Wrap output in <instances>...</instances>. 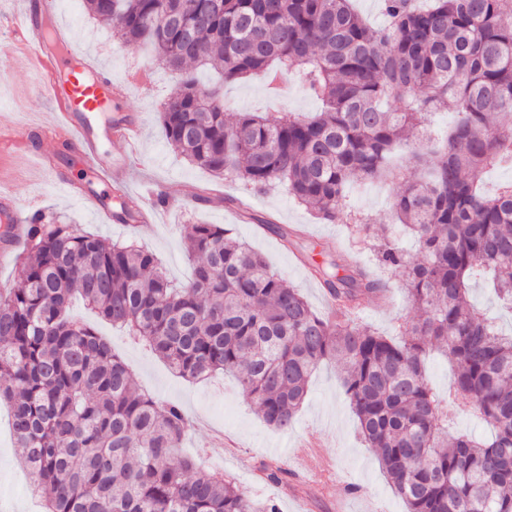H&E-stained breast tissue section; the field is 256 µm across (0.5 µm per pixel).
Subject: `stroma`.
<instances>
[{
    "label": "stroma",
    "instance_id": "35a3bbf8",
    "mask_svg": "<svg viewBox=\"0 0 512 512\" xmlns=\"http://www.w3.org/2000/svg\"><path fill=\"white\" fill-rule=\"evenodd\" d=\"M54 11L58 21L70 25L74 51L92 57L111 73L113 80H127L133 70L152 76L150 85L131 86L128 99L121 105L123 111L139 113L144 123L139 142L140 166L131 186L143 193L179 189L184 204L166 210L160 223L149 226L103 223L81 200L68 198L44 182L33 156L7 144L0 148V167L15 172L11 190L18 209L43 211L59 223L110 241L135 242L151 251L169 278L178 282L187 281L194 267L184 249L183 225L217 224L229 228L235 238L260 253L273 272L299 288L322 314L328 313L329 307L319 282L309 271V261L329 257L342 264L356 256L361 262L374 265L371 252L354 253L346 225L321 221L286 191H253L242 183L215 176L175 153L164 138L158 113L160 102L177 88L175 76L158 67L149 46L132 52L118 48L111 30L86 13L83 0H60ZM12 45L8 32L0 31V127L9 129L20 123L50 126L55 113L51 101L31 93L40 76L11 59ZM277 105L302 115L319 108L315 98L288 78L282 80L280 97L275 101L260 76L224 85V110L229 118L245 112H269ZM396 188L393 182L353 183L347 188V202L371 231L385 227L397 235L400 225L388 219ZM228 196L241 199L256 214H273L278 224L302 229V236L293 246H283L275 233L257 230L243 221L237 209L225 204ZM378 273L387 283V298L378 305L366 304L358 319L380 334L395 338L413 311L399 274L383 267ZM70 312L108 340L132 369L138 388L182 407L189 426L181 454L197 457L207 469L232 475L247 495L274 501L279 512H375L379 506L384 512H405L403 501L387 480L376 455L360 437L344 394L338 362H325L317 368L292 429L284 433L263 422L243 400L231 377L219 373L202 381H186L148 347L94 315L81 301H73ZM8 417V406L1 404L0 512H42L39 500L30 492L28 475L8 429ZM216 429L223 430L225 441L234 444V451L222 455L208 451L206 442ZM309 435L321 444V453L329 461L327 482H320L301 463L290 462L287 456L288 449ZM271 458L279 460L286 470V483L273 485L261 479L257 467Z\"/></svg>",
    "mask_w": 512,
    "mask_h": 512
}]
</instances>
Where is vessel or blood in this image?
<instances>
[{"mask_svg":"<svg viewBox=\"0 0 512 512\" xmlns=\"http://www.w3.org/2000/svg\"><path fill=\"white\" fill-rule=\"evenodd\" d=\"M48 14L44 0H25L12 21L14 39L21 44L23 57L34 60L43 73V82L36 93L50 99L57 112L55 123L41 130L39 145L31 143V128H21L19 137L23 144L31 145L53 184L68 190L73 187L56 163L57 155L67 150L78 157L97 183L123 192L131 170L139 163L141 120L135 114L111 117L113 104L125 97L126 88L113 82L104 69L83 58L77 67L66 66L61 49L69 44L71 31L59 25L46 30ZM102 113L107 116L103 122L98 119ZM107 141L122 143L123 151L107 154L103 149ZM8 179V174L0 170V209L12 217L10 224L0 227V234L16 242L26 235L33 214L16 209L12 195L4 188Z\"/></svg>","mask_w":512,"mask_h":512,"instance_id":"obj_1","label":"vessel or blood"}]
</instances>
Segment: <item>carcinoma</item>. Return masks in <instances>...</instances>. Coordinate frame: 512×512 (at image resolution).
I'll return each instance as SVG.
<instances>
[{"label":"carcinoma","instance_id":"cac0c4a2","mask_svg":"<svg viewBox=\"0 0 512 512\" xmlns=\"http://www.w3.org/2000/svg\"><path fill=\"white\" fill-rule=\"evenodd\" d=\"M116 22L124 48L153 46L179 88L159 109L171 148L257 192L285 190L318 218L349 224L354 181L403 170L391 219L420 258L382 231L359 243L402 273L416 316L395 341L353 317L386 285L367 266L325 259L313 269L339 314L315 312L248 245L216 224L185 225L194 278L175 284L133 242L109 243L38 217L16 285L0 292V401L44 512H279L230 475L177 453L187 418L135 386L125 360L67 314L81 296L102 318L155 351L178 376L234 377L270 427L286 431L325 360L341 362L360 433L406 512H512V333L468 299L477 270L512 308V185L480 192L484 169L512 165V0H380L381 28L350 0H85ZM293 78L321 101L291 112L244 113L230 124L219 94L198 80ZM452 108L456 124L413 168L392 156ZM225 203L267 228L270 217ZM436 351L455 368L451 397L492 426L490 442L450 435L425 373ZM262 478L279 485L275 460Z\"/></svg>","mask_w":512,"mask_h":512}]
</instances>
